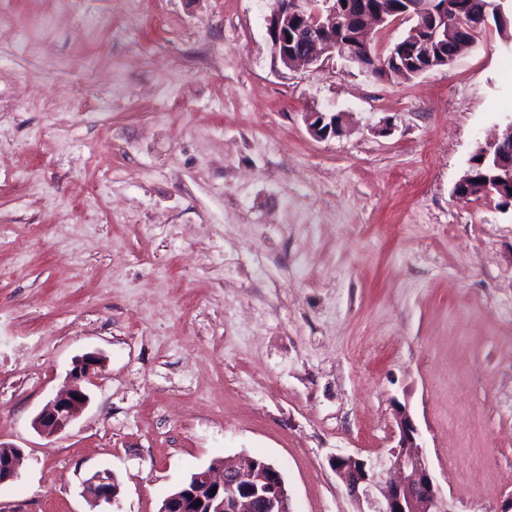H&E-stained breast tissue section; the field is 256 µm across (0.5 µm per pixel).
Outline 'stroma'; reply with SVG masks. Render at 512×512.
Here are the masks:
<instances>
[{"label": "stroma", "instance_id": "stroma-1", "mask_svg": "<svg viewBox=\"0 0 512 512\" xmlns=\"http://www.w3.org/2000/svg\"><path fill=\"white\" fill-rule=\"evenodd\" d=\"M275 6L0 0V512H159L243 452L293 512H358L330 460L386 471L401 406L450 512L512 502V212L454 194L512 122V39L410 80L288 70ZM100 471L118 503L84 498ZM307 122L310 131L318 138L335 136L342 130V118L335 112H307ZM102 365L103 358L95 353H87L75 359L69 373L72 382L70 388L53 398L33 420V427L38 434L53 438L69 427L78 411L89 402L88 393L78 383L91 382ZM0 447L1 453L5 451V448L7 450L5 457L0 455V485H2L19 478L18 463L23 450L15 446H3L2 444H0Z\"/></svg>", "mask_w": 512, "mask_h": 512}]
</instances>
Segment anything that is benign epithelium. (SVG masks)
<instances>
[{
  "mask_svg": "<svg viewBox=\"0 0 512 512\" xmlns=\"http://www.w3.org/2000/svg\"><path fill=\"white\" fill-rule=\"evenodd\" d=\"M280 9L269 20L268 33L275 58L286 68L310 65L322 57L341 52L348 60L368 70L382 66L398 67L417 77L457 57L472 46L476 34L488 26L486 11L470 15L467 24L454 21L452 0H409L407 7L386 13H372L364 0H325L326 10L313 0H279ZM413 24L384 54L374 51L375 27L396 20ZM310 131L318 138L336 135L342 130V118L334 112L307 113ZM478 154L490 162L493 173L476 179L467 173L456 185L455 194L467 199L473 191L494 196L503 184L512 186V124L501 137ZM103 365V358L87 353L75 359L70 371V388L53 398L33 420V427L45 438L63 433L80 409L89 402L79 383L90 382ZM398 444L394 447L396 476L384 478L355 456H337L334 469L349 494L366 501L369 512H449L423 457V442L410 415L397 417ZM0 456V485L19 478L18 463L23 450L6 447ZM215 463L193 475L163 502L160 512H292L285 479L273 463L257 461L248 454L224 465L215 475ZM216 492H211V489ZM377 489L381 498L373 496ZM84 492L93 502L108 504L119 500L122 488L109 472L97 473L85 483ZM202 505H195V501Z\"/></svg>",
  "mask_w": 512,
  "mask_h": 512,
  "instance_id": "benign-epithelium-1",
  "label": "benign epithelium"
}]
</instances>
